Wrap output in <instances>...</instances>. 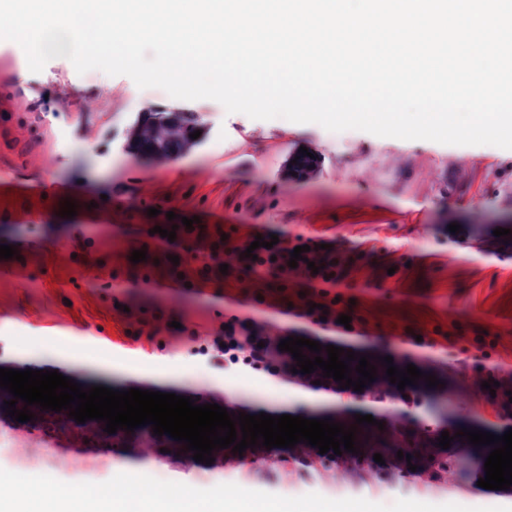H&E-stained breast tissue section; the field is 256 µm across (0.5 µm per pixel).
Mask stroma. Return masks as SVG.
Instances as JSON below:
<instances>
[{"mask_svg":"<svg viewBox=\"0 0 512 512\" xmlns=\"http://www.w3.org/2000/svg\"><path fill=\"white\" fill-rule=\"evenodd\" d=\"M187 107L203 126L189 153L165 163L129 153L127 134L146 109ZM314 152L320 164L308 177L284 178L289 155ZM20 192L14 203L4 195ZM73 218L60 217L65 201ZM157 209L149 217L148 209ZM176 217H199L234 243L251 234L286 233L291 241L321 240L348 252L356 262L350 293L381 330L405 323L418 330H454V346L416 347L394 339L327 337L309 320L273 305L232 302L228 293L249 290L242 272L219 289L144 288L140 271L127 265L126 241L143 237L148 225ZM460 232H450V224ZM504 236H494V229ZM0 245L19 248L0 259V269L22 273L39 268L28 288L0 276V318L16 324L0 334V368L59 369L82 387H136L128 375L102 367L111 337L124 333L125 307L144 310L175 342H143L151 360L176 357L181 379L147 383L150 391L196 397L218 405L233 403L250 415L274 413L279 395L254 383L247 372L229 373L223 359L177 340L179 328L201 332L230 315L251 317L312 341L360 354L390 356L401 364L419 362L430 374L448 377L422 404H374L375 420L406 419L430 437L454 427L502 434L512 429L486 404L464 368L468 340L491 334L507 346L486 359L493 375L512 373V150L491 145L455 146L401 140L358 130L330 132L320 125L254 120L226 113L213 100L190 102L158 88L141 89L125 75L94 69L77 73L66 58L28 68L23 49L0 44ZM126 280L109 288L112 268ZM93 340L81 362L57 367L50 353L74 338ZM33 426L0 410V466L28 475H47L78 484L114 477L111 459L146 467L166 481L191 475L197 488L223 482L285 497L316 493L329 499L363 498L373 503L411 499L458 504L475 512L512 500V488L478 487L454 469L438 479L402 476L381 465L357 473L334 463L298 464L284 448L246 458L225 450L220 464L168 462L152 448L135 450L78 444L76 455L36 446Z\"/></svg>","mask_w":512,"mask_h":512,"instance_id":"35a3bbf8","label":"stroma"}]
</instances>
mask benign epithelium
<instances>
[{
	"mask_svg": "<svg viewBox=\"0 0 512 512\" xmlns=\"http://www.w3.org/2000/svg\"><path fill=\"white\" fill-rule=\"evenodd\" d=\"M202 128L198 115L185 109L168 111L147 110L130 128L127 135V147L137 155L157 161H166L188 153L198 144L190 134ZM287 172L296 173L298 177L312 175L317 167V158H311L300 152L289 157ZM34 420L43 432L57 442L61 441H95L99 444L112 441V436L104 432V425L98 423L90 428L74 430H51L44 419L51 414L36 406L29 407Z\"/></svg>",
	"mask_w": 512,
	"mask_h": 512,
	"instance_id": "benign-epithelium-1",
	"label": "benign epithelium"
}]
</instances>
